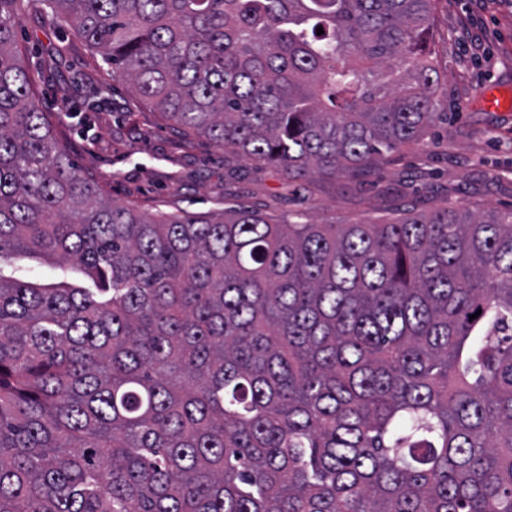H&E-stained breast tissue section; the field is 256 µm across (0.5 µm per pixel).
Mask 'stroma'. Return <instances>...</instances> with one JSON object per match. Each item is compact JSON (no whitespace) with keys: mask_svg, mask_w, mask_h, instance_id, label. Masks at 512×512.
I'll list each match as a JSON object with an SVG mask.
<instances>
[{"mask_svg":"<svg viewBox=\"0 0 512 512\" xmlns=\"http://www.w3.org/2000/svg\"><path fill=\"white\" fill-rule=\"evenodd\" d=\"M43 108L78 110L93 87L106 101L92 127L70 122L59 139L82 172L113 200L145 211L206 213L215 204L310 224H385L408 206L512 208V111L484 106L492 86L512 87V0H435L430 45L445 106L428 145L403 149L363 181L289 180L281 169L225 156L204 139L163 125L130 83L49 17L22 18ZM85 83L74 86L75 74Z\"/></svg>","mask_w":512,"mask_h":512,"instance_id":"obj_1","label":"stroma"}]
</instances>
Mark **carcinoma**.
Masks as SVG:
<instances>
[{"mask_svg":"<svg viewBox=\"0 0 512 512\" xmlns=\"http://www.w3.org/2000/svg\"><path fill=\"white\" fill-rule=\"evenodd\" d=\"M433 2L0 0V512H512V209L142 212L16 44L50 15L172 129L353 178L438 118Z\"/></svg>","mask_w":512,"mask_h":512,"instance_id":"obj_1","label":"carcinoma"}]
</instances>
